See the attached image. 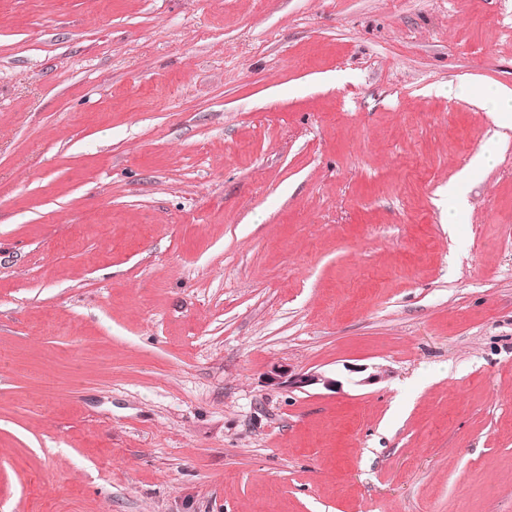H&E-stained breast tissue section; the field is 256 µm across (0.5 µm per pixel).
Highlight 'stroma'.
I'll return each instance as SVG.
<instances>
[{
  "mask_svg": "<svg viewBox=\"0 0 512 512\" xmlns=\"http://www.w3.org/2000/svg\"><path fill=\"white\" fill-rule=\"evenodd\" d=\"M470 81L512 0H0V512H512ZM267 383L277 387H286L291 390L303 391L307 387L322 385L328 390H340L342 383L336 379L317 372L293 373L287 367L278 365L273 367L266 376Z\"/></svg>",
  "mask_w": 512,
  "mask_h": 512,
  "instance_id": "35a3bbf8",
  "label": "stroma"
}]
</instances>
